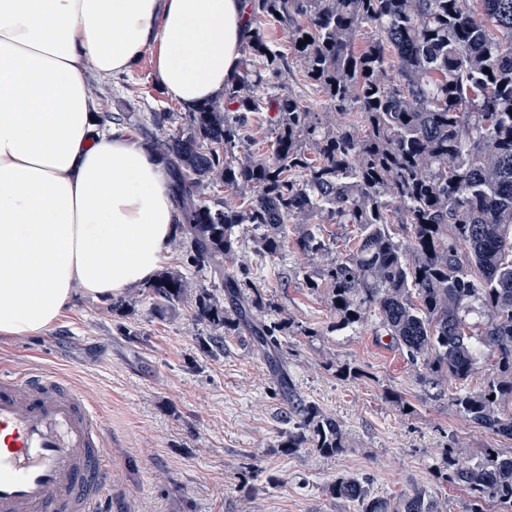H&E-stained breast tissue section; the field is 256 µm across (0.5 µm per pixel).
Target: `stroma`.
Here are the masks:
<instances>
[{"label":"stroma","instance_id":"1","mask_svg":"<svg viewBox=\"0 0 512 512\" xmlns=\"http://www.w3.org/2000/svg\"><path fill=\"white\" fill-rule=\"evenodd\" d=\"M103 111H179L159 89L153 51L135 70L109 80ZM254 230L244 231L231 270L251 271L258 286L307 335L285 336L282 355L298 391L345 427L350 449L327 457L311 448L278 451L281 405L263 359L238 339L222 357L205 356L190 307L156 312L149 296L120 304L76 296L50 328L0 336V360L52 369L91 395L107 396L112 432V512H355L333 499L339 476L368 478L374 496L412 488L446 497L464 512L467 494L441 473L450 448L475 456L512 452V440L465 423L451 404L455 383L433 397L386 336L376 317L336 330L322 291L297 278L306 263L295 249L257 257ZM344 366L356 376L339 377ZM399 393L412 405L388 399Z\"/></svg>","mask_w":512,"mask_h":512}]
</instances>
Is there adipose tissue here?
<instances>
[{
	"instance_id": "adipose-tissue-1",
	"label": "adipose tissue",
	"mask_w": 512,
	"mask_h": 512,
	"mask_svg": "<svg viewBox=\"0 0 512 512\" xmlns=\"http://www.w3.org/2000/svg\"><path fill=\"white\" fill-rule=\"evenodd\" d=\"M248 0H0V334L51 327L75 291L151 280L179 215L136 134L98 122L84 71L133 70L154 46L186 111L222 98Z\"/></svg>"
}]
</instances>
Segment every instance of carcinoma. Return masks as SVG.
<instances>
[{"label": "carcinoma", "mask_w": 512, "mask_h": 512, "mask_svg": "<svg viewBox=\"0 0 512 512\" xmlns=\"http://www.w3.org/2000/svg\"><path fill=\"white\" fill-rule=\"evenodd\" d=\"M248 2L253 35L223 99L193 112L100 113L104 123L139 120L178 203L182 261L146 284L155 310L187 304L210 330L207 352L224 353L235 337L267 361L288 408L281 452L310 445L341 454L349 449L342 424L301 396L288 373L281 337L291 326L269 317L263 289L244 270L225 273L224 262L246 226L262 230L259 253L272 258L291 232L314 257L335 242L325 225L351 224L336 260L319 275L303 272L305 284H326L333 328L376 315L407 360L424 366L428 391L491 366L484 386L452 401L470 423L512 439V412L501 409L512 397V0H479L478 13L471 0ZM268 20L287 33L336 123L285 90L290 62L261 29ZM260 85L281 92L265 103ZM263 109L277 131L270 157L243 151L249 113ZM216 184L247 196L232 205L210 194ZM212 275L221 286L203 287ZM444 469L467 491L466 512L489 503L512 512V453L488 448L472 461L450 448ZM329 490L358 512H448L419 488L391 501L342 476Z\"/></svg>", "instance_id": "1"}]
</instances>
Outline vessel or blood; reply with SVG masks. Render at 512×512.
I'll return each instance as SVG.
<instances>
[{
    "instance_id": "vessel-or-blood-1",
    "label": "vessel or blood",
    "mask_w": 512,
    "mask_h": 512,
    "mask_svg": "<svg viewBox=\"0 0 512 512\" xmlns=\"http://www.w3.org/2000/svg\"><path fill=\"white\" fill-rule=\"evenodd\" d=\"M112 497L104 407L65 376L0 366V512H102Z\"/></svg>"
}]
</instances>
